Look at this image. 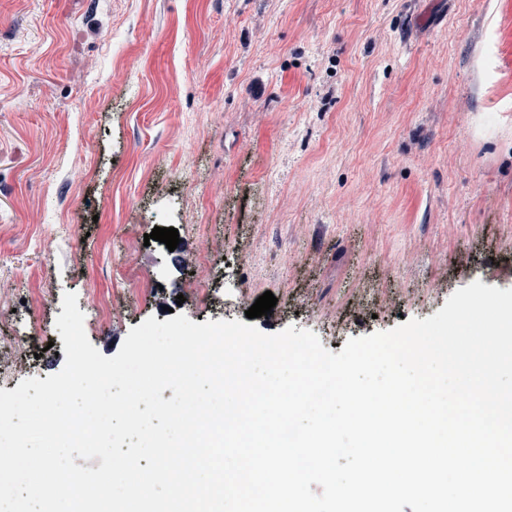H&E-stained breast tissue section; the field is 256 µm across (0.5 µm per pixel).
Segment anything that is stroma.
<instances>
[{"instance_id": "obj_1", "label": "stroma", "mask_w": 512, "mask_h": 512, "mask_svg": "<svg viewBox=\"0 0 512 512\" xmlns=\"http://www.w3.org/2000/svg\"><path fill=\"white\" fill-rule=\"evenodd\" d=\"M476 280L512 289V0H0V389L62 369L67 292L106 357L268 291L337 354Z\"/></svg>"}]
</instances>
